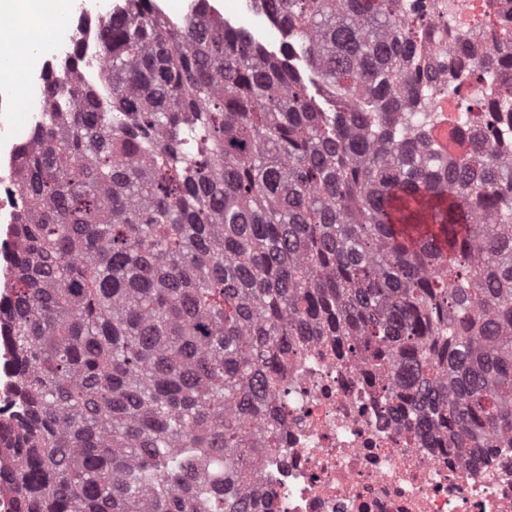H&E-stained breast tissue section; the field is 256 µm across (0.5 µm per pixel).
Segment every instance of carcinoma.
<instances>
[{
    "label": "carcinoma",
    "mask_w": 512,
    "mask_h": 512,
    "mask_svg": "<svg viewBox=\"0 0 512 512\" xmlns=\"http://www.w3.org/2000/svg\"><path fill=\"white\" fill-rule=\"evenodd\" d=\"M147 2L23 151L15 512H251L295 336L349 338L461 455L512 448V0H265L281 58ZM464 27L490 69L442 91L431 37Z\"/></svg>",
    "instance_id": "1"
}]
</instances>
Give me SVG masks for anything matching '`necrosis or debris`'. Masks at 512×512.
I'll list each match as a JSON object with an SVG mask.
<instances>
[{
	"label": "necrosis or debris",
	"instance_id": "4bbe7bcc",
	"mask_svg": "<svg viewBox=\"0 0 512 512\" xmlns=\"http://www.w3.org/2000/svg\"><path fill=\"white\" fill-rule=\"evenodd\" d=\"M125 8L126 0H75L40 68L20 84L0 79V295L13 293L17 169L46 118V78L94 86L97 22ZM77 41L87 64L75 72L67 61ZM8 333L0 323V421L18 411ZM367 372L342 337L291 341L280 384L284 438L259 460L257 512H512V448L464 458L438 445L421 414L398 406Z\"/></svg>",
	"mask_w": 512,
	"mask_h": 512
}]
</instances>
